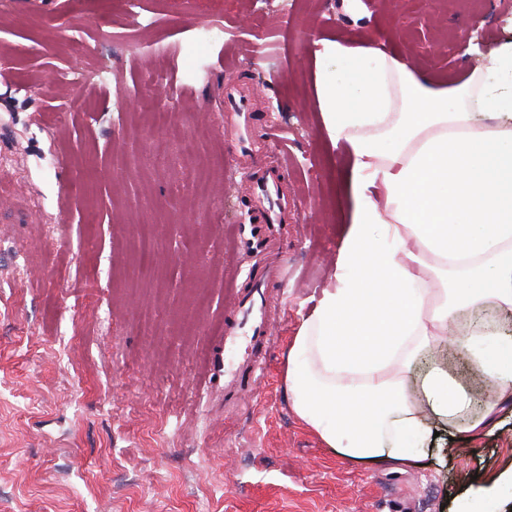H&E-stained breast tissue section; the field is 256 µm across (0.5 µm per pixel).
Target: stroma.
I'll list each match as a JSON object with an SVG mask.
<instances>
[{
	"label": "stroma",
	"mask_w": 512,
	"mask_h": 512,
	"mask_svg": "<svg viewBox=\"0 0 512 512\" xmlns=\"http://www.w3.org/2000/svg\"><path fill=\"white\" fill-rule=\"evenodd\" d=\"M0 0V47L32 46L0 67V512H512V404L497 428L462 441L435 417L416 465L354 462L323 447L288 403V350L335 281L349 219L352 160L315 96L320 39L371 41L444 85L484 66L512 39V0H401L375 14L363 0ZM479 18L480 43L455 54ZM222 30L198 47L196 29ZM169 60L153 87L174 120L210 137L155 167L159 133L133 95L153 51ZM209 64L204 80L190 61ZM111 71L106 81L91 80ZM72 81L85 105L60 98ZM258 93L252 136L287 154L283 186L305 213L276 248H249L251 173L224 136V88ZM162 242L144 278L132 226ZM240 231L237 251L225 235ZM280 265L266 291L269 349L254 394L227 398V282L247 286L258 263ZM448 367L472 406L494 391L467 356L439 344L419 356ZM492 497H485L486 489Z\"/></svg>",
	"instance_id": "obj_1"
}]
</instances>
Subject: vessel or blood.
Here are the masks:
<instances>
[{
	"mask_svg": "<svg viewBox=\"0 0 512 512\" xmlns=\"http://www.w3.org/2000/svg\"><path fill=\"white\" fill-rule=\"evenodd\" d=\"M256 96L251 87L245 83L230 85L226 90L224 107V135L234 139L238 146V162L242 167H250L259 148L256 146L251 127L256 120L254 106ZM253 207L260 223L284 224L289 217L296 214V201L288 197L280 185L279 165L277 162L256 169L253 180ZM276 270L265 266H253L249 279L254 289L266 287L276 277ZM253 289V291H254ZM253 291L241 293L230 291V310L232 316L224 327L225 336L237 335L239 319L250 316L254 319L252 337L257 344L267 345L270 342L268 317L262 306L258 305ZM263 367L262 361L249 360L229 374V384L240 395L251 393L258 380L257 373Z\"/></svg>",
	"mask_w": 512,
	"mask_h": 512,
	"instance_id": "b4317fda",
	"label": "vessel or blood"
}]
</instances>
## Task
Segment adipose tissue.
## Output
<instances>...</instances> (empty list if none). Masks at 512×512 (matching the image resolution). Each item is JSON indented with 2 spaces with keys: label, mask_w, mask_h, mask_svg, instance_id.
I'll use <instances>...</instances> for the list:
<instances>
[{
  "label": "adipose tissue",
  "mask_w": 512,
  "mask_h": 512,
  "mask_svg": "<svg viewBox=\"0 0 512 512\" xmlns=\"http://www.w3.org/2000/svg\"><path fill=\"white\" fill-rule=\"evenodd\" d=\"M315 62L325 124L353 158L350 224L288 353V396L324 447L411 464L432 438L423 412L479 434L512 403V336L448 333L483 307L512 314V130L472 122L512 116V40L449 88L370 44L323 39ZM447 338L496 389L478 412L446 368L411 387L414 358Z\"/></svg>",
  "instance_id": "obj_1"
}]
</instances>
